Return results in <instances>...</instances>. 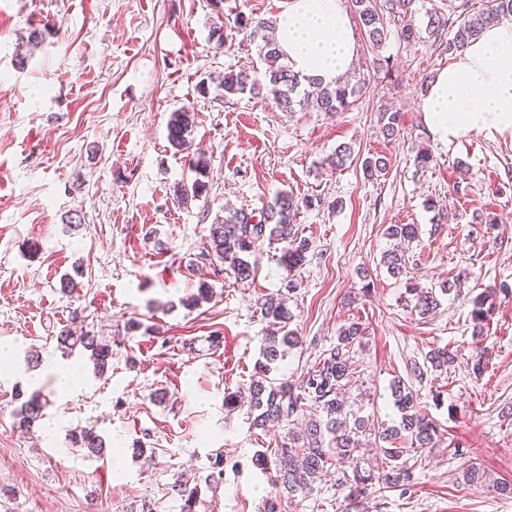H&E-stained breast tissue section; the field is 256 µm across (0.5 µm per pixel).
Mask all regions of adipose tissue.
<instances>
[{"label":"adipose tissue","mask_w":512,"mask_h":512,"mask_svg":"<svg viewBox=\"0 0 512 512\" xmlns=\"http://www.w3.org/2000/svg\"><path fill=\"white\" fill-rule=\"evenodd\" d=\"M276 41L294 72L331 82L347 73L358 47L345 0H289ZM433 139L482 133L512 140V21L485 27L431 82L421 105Z\"/></svg>","instance_id":"1"}]
</instances>
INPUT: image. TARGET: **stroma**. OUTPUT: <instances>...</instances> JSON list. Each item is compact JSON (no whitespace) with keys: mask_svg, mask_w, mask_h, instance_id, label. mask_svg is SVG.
<instances>
[{"mask_svg":"<svg viewBox=\"0 0 512 512\" xmlns=\"http://www.w3.org/2000/svg\"><path fill=\"white\" fill-rule=\"evenodd\" d=\"M460 2L414 0L419 42L393 32L375 51L358 37L352 74L365 88L332 114L283 112L262 95L227 99L210 83L265 69L256 44L218 41V28L239 14L277 19L288 0H223L217 9L211 0H0V345L10 353L0 370V512H139L146 500L156 512H181L169 490L176 471L198 489V512H264L272 486L251 457L278 448L298 424L253 428L246 411L225 410L224 395L248 385L266 334L257 306L290 275L299 283L287 304L301 343L274 364V378L298 379L341 325L360 322L363 412L390 424L391 385L407 378L411 361L434 349L458 354L418 386L439 435L411 492L371 494L358 512H512V497L462 480L471 465L512 479V291L497 295L483 335L470 319L478 293L512 288V142L478 133L440 143L420 110L452 60L426 36L428 15H450ZM35 30L45 41L31 50ZM379 58L389 68H377ZM182 107L194 124L188 153L177 154L168 124ZM384 107L402 114L396 136L380 130ZM343 143L355 160L330 169L325 160ZM422 147L434 156L425 169L415 160ZM198 155L208 162V192L179 204L174 188L193 181L189 160ZM375 155L389 170L365 179L362 161ZM279 191L328 202L297 216L312 242L303 266L287 272L275 240L251 255L254 280L201 265L216 216L261 211ZM391 224L418 227L405 255L420 286L441 290L468 273L432 316L410 312L406 278L381 261ZM67 273L78 284L72 294L61 289ZM202 281L215 298L185 307ZM133 321L140 328L131 333ZM66 326L111 341L106 372L81 354L61 356L54 336ZM483 349L487 368L477 378L471 356ZM74 366L79 384L60 395L54 376ZM38 389L51 404L28 432L16 412L22 394ZM87 425L104 437V457L72 447L71 432ZM218 451L227 464L211 487L205 478ZM344 496L330 473L281 512H345Z\"/></svg>","mask_w":512,"mask_h":512,"instance_id":"1","label":"stroma"}]
</instances>
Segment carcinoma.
Wrapping results in <instances>:
<instances>
[{"label":"carcinoma","instance_id":"obj_1","mask_svg":"<svg viewBox=\"0 0 512 512\" xmlns=\"http://www.w3.org/2000/svg\"><path fill=\"white\" fill-rule=\"evenodd\" d=\"M356 20L363 30L371 48H380L388 36L385 20L391 17H405L412 13V0H351ZM460 13L453 20L436 12L428 15L426 30L429 36L441 42L452 55L462 52L469 42L488 25L504 17H512V0H483V6L475 9L474 4L464 0ZM273 21L261 17H241L234 21L236 32L250 42L261 41L259 53L266 64L264 80L246 70L230 72L218 78V87L224 97L258 95L262 91L272 97L282 112H294L312 103L320 112H343L359 99L364 86L356 82L338 81L325 83L321 80L303 77L293 72L285 61L283 53L267 35ZM454 27L451 38H445L449 27ZM194 123L190 110L182 107L175 110L168 125V141L176 151L187 149V135ZM382 133L394 135L401 126V113L384 109L379 114ZM354 150L348 144L336 148L331 160L334 169L343 168L353 161ZM197 174L189 184L175 186L174 194L181 204L198 199L206 192V182L200 179L208 167L203 157L190 161ZM388 162L383 157H367L362 162L364 174L370 179L384 176ZM326 201L317 196H308L300 201L280 191L273 204L256 215L243 209L228 215L215 217L211 224L210 250L202 254L205 261H218L228 265L237 280L244 283L252 279L254 269L247 260L262 241L281 240L285 243L280 263L292 272L301 267L310 250L309 239L301 236L295 228L296 215L302 208L323 207ZM385 235L394 240L418 238L415 224H390ZM383 263L389 273L400 275L406 269L403 252L395 249L386 252ZM406 293L411 295L410 307L425 318L434 314L440 300L433 289L423 288L417 283H406ZM496 309V292L486 290L472 300L471 320L474 330L479 332L492 318ZM261 319L271 330L262 337V356L257 377L248 387L224 396V407L235 410L248 407L252 426L262 429L270 422L288 421L300 413H310L304 429L288 434L277 450L275 460H269L265 452L255 451L252 464L263 471L274 488V496L265 504V512H278V504L284 496L308 495L314 489L317 477L326 469L336 468V486L348 490L346 500L353 505L366 497L371 490L379 487L398 488L407 493L414 485L412 467L402 461L404 452L418 453L432 447L437 436L436 422L420 405L419 395L401 379L394 383L392 397L397 413L395 424L377 429L369 417L361 415L360 399L351 396V390L358 387L359 374L353 371L355 348L362 345L365 327L353 321L338 330L336 343L322 352L318 361L307 368L298 381L286 378H270V364L282 356L280 347H296L300 337L288 329L293 315L288 310L281 293L268 294L259 307ZM62 354L69 356L81 349L90 352L96 368L102 371L112 361V344L94 334H77L63 328L55 335ZM457 359V354L448 349H433L425 356V363H412L410 377L423 382L428 371L448 369ZM48 401L39 391L33 392L17 412L19 426L33 429L43 416ZM372 435L383 445L377 448L380 463L375 467H364L361 449L365 437ZM72 447L81 448L87 455L102 457L106 454V443L94 427H84L71 434ZM402 441L410 449L399 448ZM224 476V454L210 457V472L206 482L215 486ZM463 482L480 486L487 481V472L471 465L462 472ZM170 490L184 501L182 512H194L197 488H190L182 474L172 475Z\"/></svg>","mask_w":512,"mask_h":512}]
</instances>
